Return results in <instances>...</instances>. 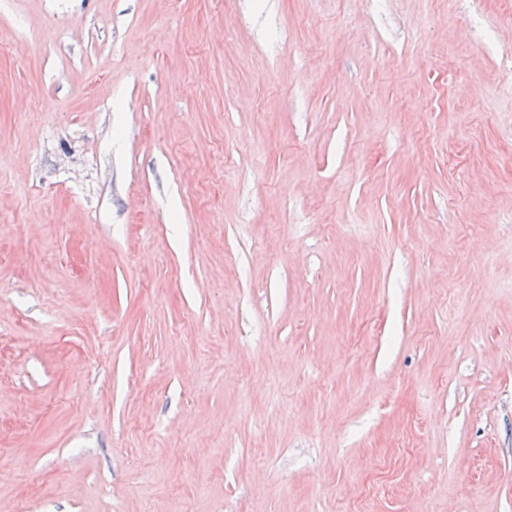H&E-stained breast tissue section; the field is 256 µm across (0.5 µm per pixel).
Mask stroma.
Returning <instances> with one entry per match:
<instances>
[{
    "instance_id": "1",
    "label": "stroma",
    "mask_w": 512,
    "mask_h": 512,
    "mask_svg": "<svg viewBox=\"0 0 512 512\" xmlns=\"http://www.w3.org/2000/svg\"><path fill=\"white\" fill-rule=\"evenodd\" d=\"M0 512H512V0H0Z\"/></svg>"
}]
</instances>
